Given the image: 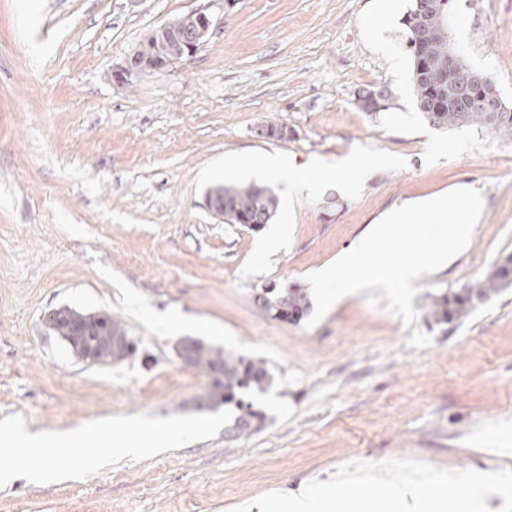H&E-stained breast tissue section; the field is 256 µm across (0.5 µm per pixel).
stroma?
I'll return each instance as SVG.
<instances>
[{
  "label": "stroma",
  "instance_id": "obj_1",
  "mask_svg": "<svg viewBox=\"0 0 512 512\" xmlns=\"http://www.w3.org/2000/svg\"><path fill=\"white\" fill-rule=\"evenodd\" d=\"M398 0L383 43L372 0H0V419L63 430L116 415L217 413L208 380L181 362L184 336L261 362L263 426L83 480L0 489V512H230L341 465L414 459L443 470L512 469V288L463 321L429 327L430 295L475 285L512 255V140L439 130L419 114ZM195 11L215 30L196 54L122 85L143 37ZM453 47L512 107V0H453ZM390 107L363 112L359 91ZM272 120L292 137H259ZM383 166L352 192L280 200L289 245L256 267L260 232L208 210L214 186L250 185L241 162L298 165L350 153ZM481 192L468 247L430 274L405 325L360 295L315 326L262 308L263 289L308 290V273L387 210ZM108 312L137 343L117 364L80 361L41 317Z\"/></svg>",
  "mask_w": 512,
  "mask_h": 512
}]
</instances>
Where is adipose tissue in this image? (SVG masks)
I'll use <instances>...</instances> for the list:
<instances>
[{
    "label": "adipose tissue",
    "instance_id": "1",
    "mask_svg": "<svg viewBox=\"0 0 512 512\" xmlns=\"http://www.w3.org/2000/svg\"><path fill=\"white\" fill-rule=\"evenodd\" d=\"M318 176H311L304 168L281 163L278 158L258 159L254 162L256 176L273 181L282 186L288 197L317 191L320 185L336 184L340 189H347L345 175L351 170H358L361 178L370 177L376 169L373 161H360L347 157L333 164H318Z\"/></svg>",
    "mask_w": 512,
    "mask_h": 512
}]
</instances>
